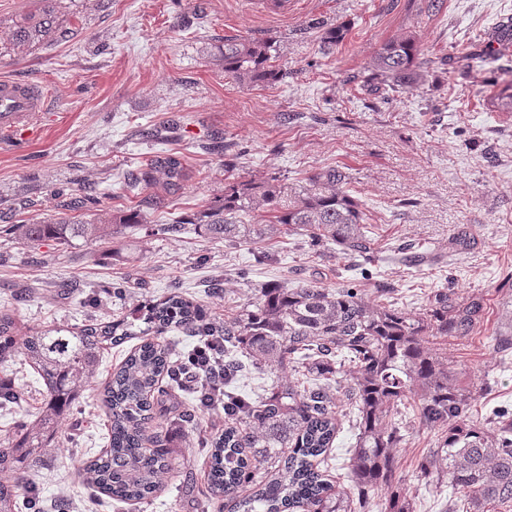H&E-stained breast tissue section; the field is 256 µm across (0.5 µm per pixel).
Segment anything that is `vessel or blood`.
<instances>
[{
  "label": "vessel or blood",
  "instance_id": "1",
  "mask_svg": "<svg viewBox=\"0 0 512 512\" xmlns=\"http://www.w3.org/2000/svg\"><path fill=\"white\" fill-rule=\"evenodd\" d=\"M50 107L48 90L33 81L0 78V143L16 146L33 136Z\"/></svg>",
  "mask_w": 512,
  "mask_h": 512
}]
</instances>
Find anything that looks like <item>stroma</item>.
<instances>
[{
	"mask_svg": "<svg viewBox=\"0 0 512 512\" xmlns=\"http://www.w3.org/2000/svg\"><path fill=\"white\" fill-rule=\"evenodd\" d=\"M70 0L66 31L48 46L0 57V77L42 82L54 101L38 134L16 150L0 148V226L66 216L74 190L89 187L102 209L140 210L144 221L117 236L65 247L37 248L0 233V307L21 326L79 327L126 306L179 291L208 311L253 300L251 284L336 288L352 281L366 294L391 291L396 308L413 311L432 292L486 304L480 328L449 339L448 352L491 389L476 417L512 410V349L491 338L512 323V113L492 102L494 82L512 79V0ZM343 24L344 41L325 45L320 28ZM414 36L430 61L412 87L392 90L371 62L389 39ZM269 43L283 72L269 85L224 76L217 48L225 37ZM180 152L189 176L164 205L153 189L128 190L125 178L158 154ZM346 167L348 189L367 224L387 243L372 259L312 246L301 236L273 245L257 264L252 245L203 236L172 224L202 209L226 179L277 178L298 189L314 170ZM123 286L122 300L112 298ZM130 344L104 350L95 386L74 404L59 450L25 474L41 512H231L207 489L201 438L224 429L208 411L200 427L157 425L176 434L170 486L147 499H93L83 464L107 446L103 387ZM0 378L25 393L0 409V437L29 424L43 383L20 361L0 365ZM406 450L397 475L416 512H443L450 488L414 477L415 456L434 441L409 406L400 409ZM352 408L340 404L330 479L347 483L356 442Z\"/></svg>",
	"mask_w": 512,
	"mask_h": 512,
	"instance_id": "stroma-1",
	"label": "stroma"
}]
</instances>
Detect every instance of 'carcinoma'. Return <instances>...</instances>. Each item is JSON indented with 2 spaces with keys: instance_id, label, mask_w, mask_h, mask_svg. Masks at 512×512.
Here are the masks:
<instances>
[{
  "instance_id": "obj_1",
  "label": "carcinoma",
  "mask_w": 512,
  "mask_h": 512,
  "mask_svg": "<svg viewBox=\"0 0 512 512\" xmlns=\"http://www.w3.org/2000/svg\"><path fill=\"white\" fill-rule=\"evenodd\" d=\"M62 0H32L19 17H0V56L41 47L62 34ZM224 77L240 83L273 84L282 77L271 46L248 38L224 39L219 50ZM427 60L412 36L386 41L373 68L400 86H412ZM183 158L156 155L130 173L127 187L160 184L174 193L186 179ZM349 174L338 166L307 176L293 198L272 178L234 179L206 208L163 230L195 224L213 239L261 245L279 235H303L315 245L334 244L347 256L366 257L383 244L366 234L365 212L346 189ZM99 198L82 192L67 205L82 211ZM251 223L244 224L241 216ZM140 213L104 210L92 221L75 216L36 224H7L4 233L25 247L54 241L67 247L102 241ZM256 301L224 315V322L179 292L146 300L120 320H105L75 331L53 326L23 333L11 310H0V361L22 357L43 382L38 416L30 426L0 439V512H16L28 493L23 473L50 449L60 448L70 410L83 388L96 379L105 346L138 339L103 390L109 420L108 447L80 471L92 491L119 501H139L167 486L173 476L171 435L150 429L160 413L183 424L196 421L195 408L167 391L154 394L166 377L175 388L182 364L170 349L150 338L167 329L192 336L224 338V432L210 440L207 481L215 496H234L237 512H412L396 479L399 448L405 444L398 407L412 402L420 424L437 434L420 459L415 477L436 487L446 483L469 512L512 507V413L484 420L470 417L488 391L458 384L466 369L448 357V339L467 338L483 323L479 299L459 300L438 290L415 312L392 307L389 291L376 298L350 285L336 289L303 283L256 289ZM261 371L301 376L303 383L272 382L258 402L233 389L244 361ZM355 410L356 444L349 487L332 490L318 462L330 460L340 430L336 407Z\"/></svg>"
}]
</instances>
